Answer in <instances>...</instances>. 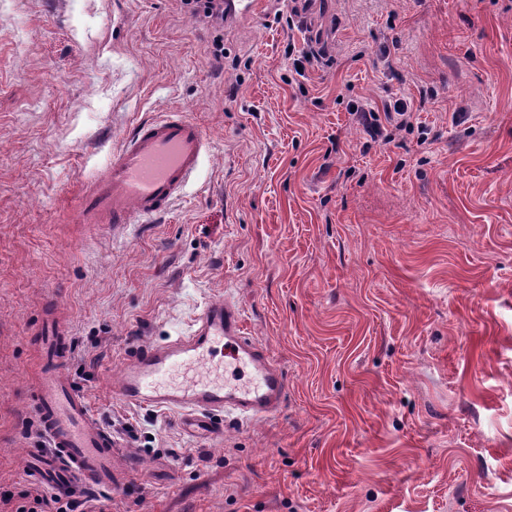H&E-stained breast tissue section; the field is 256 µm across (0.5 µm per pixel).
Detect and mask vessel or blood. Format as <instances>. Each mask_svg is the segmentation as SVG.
Wrapping results in <instances>:
<instances>
[{
    "label": "vessel or blood",
    "instance_id": "1",
    "mask_svg": "<svg viewBox=\"0 0 512 512\" xmlns=\"http://www.w3.org/2000/svg\"><path fill=\"white\" fill-rule=\"evenodd\" d=\"M266 0H226L224 18L250 19ZM203 126L181 112L137 122L119 156L103 174L89 178L78 196L74 216L80 224H144L167 212L195 177L208 152ZM45 334L52 364L40 368L33 387L34 406L47 449H33L34 475L55 492L111 488L114 444L94 423L89 403L62 375L71 355L67 326L47 319ZM250 371L248 385L225 382L218 353ZM111 392L125 401L171 410L183 431L212 436L218 413L246 418L274 415L286 392L282 370L267 351L246 335L241 313L231 301L207 304L187 336L143 347L127 363Z\"/></svg>",
    "mask_w": 512,
    "mask_h": 512
}]
</instances>
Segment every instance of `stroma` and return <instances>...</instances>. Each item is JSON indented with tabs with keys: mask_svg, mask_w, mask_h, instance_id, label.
Segmentation results:
<instances>
[{
	"mask_svg": "<svg viewBox=\"0 0 512 512\" xmlns=\"http://www.w3.org/2000/svg\"><path fill=\"white\" fill-rule=\"evenodd\" d=\"M280 0L224 27L180 0H0V494H39L40 326L115 443L95 512H512V0ZM320 34L333 66L296 76ZM426 125L371 138L349 112ZM171 110L211 152L152 224L74 201ZM427 143H420V136ZM229 299L287 380L280 409L191 436L109 390ZM384 120L388 127L395 130L414 128V111L410 103L403 100H395L384 108Z\"/></svg>",
	"mask_w": 512,
	"mask_h": 512,
	"instance_id": "obj_1",
	"label": "stroma"
}]
</instances>
